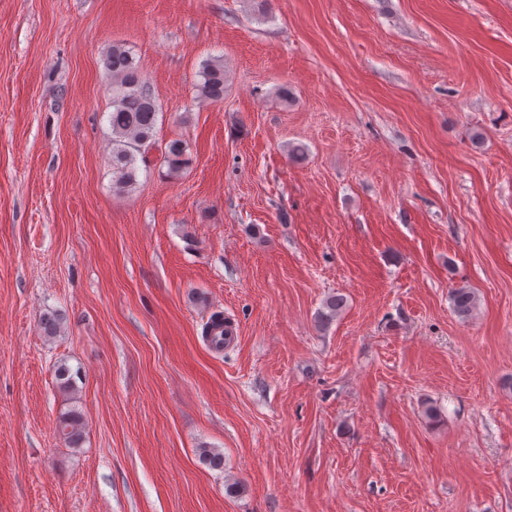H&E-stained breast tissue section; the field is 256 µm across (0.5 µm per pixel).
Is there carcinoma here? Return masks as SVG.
Masks as SVG:
<instances>
[{
	"mask_svg": "<svg viewBox=\"0 0 512 512\" xmlns=\"http://www.w3.org/2000/svg\"><path fill=\"white\" fill-rule=\"evenodd\" d=\"M112 74L108 93L112 98V112L108 121L112 130V188L117 194L133 191L138 185L140 165H148L147 152L154 144L158 119V105L150 87L143 78L131 52L123 45H114L104 58ZM196 83L197 98L203 102L219 103L224 100L226 70L224 60L207 59L202 62ZM188 145L182 139L167 142L163 161L169 173L180 172L189 162ZM454 312L462 319L472 316L477 306L475 293L467 288L451 292ZM345 305L340 295H330L323 302L321 319L336 317ZM58 431L73 448L82 444V416L77 410L63 413Z\"/></svg>",
	"mask_w": 512,
	"mask_h": 512,
	"instance_id": "1",
	"label": "carcinoma"
}]
</instances>
